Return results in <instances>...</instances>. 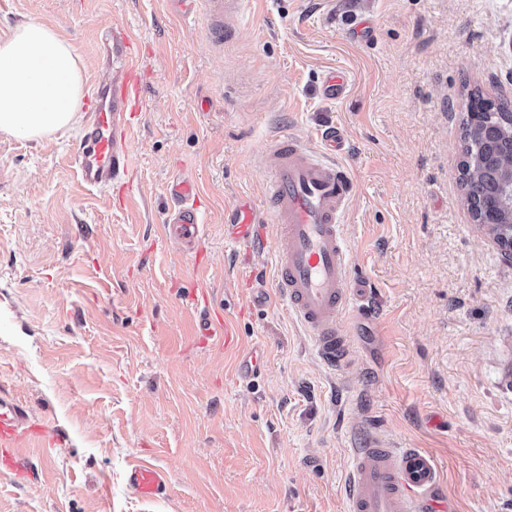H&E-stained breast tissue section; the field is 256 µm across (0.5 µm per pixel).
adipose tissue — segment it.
Listing matches in <instances>:
<instances>
[{
	"label": "adipose tissue",
	"mask_w": 512,
	"mask_h": 512,
	"mask_svg": "<svg viewBox=\"0 0 512 512\" xmlns=\"http://www.w3.org/2000/svg\"><path fill=\"white\" fill-rule=\"evenodd\" d=\"M83 97L80 57L54 28L31 20L0 40V133L67 132L80 120Z\"/></svg>",
	"instance_id": "1"
}]
</instances>
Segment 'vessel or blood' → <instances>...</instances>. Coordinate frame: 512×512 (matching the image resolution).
Returning <instances> with one entry per match:
<instances>
[{
	"label": "vessel or blood",
	"mask_w": 512,
	"mask_h": 512,
	"mask_svg": "<svg viewBox=\"0 0 512 512\" xmlns=\"http://www.w3.org/2000/svg\"><path fill=\"white\" fill-rule=\"evenodd\" d=\"M198 7L216 38L224 36V19L241 13L245 0H187ZM136 36L126 28L106 27L96 34L98 60L109 65L97 81L95 101L83 128L77 151L78 172L91 191H108L126 179L131 169L127 149L131 120L139 108L140 70L134 51ZM324 97L337 99L348 90L344 72L331 69L321 79ZM347 138L338 127L321 137L319 152H311L289 137L273 141L275 161L268 173L265 214L234 205L224 224L227 243L249 249L264 245L268 230L282 243L274 256V288L279 301L308 331L320 360L344 368L351 356L352 318L363 314L354 303L352 256L343 221L354 193L348 170L336 160ZM172 201L164 221L171 238L197 251L202 238L203 212L197 184L179 178L168 185ZM198 315L196 336L202 342L230 339L221 314L189 294ZM58 435L47 423L30 418L18 401L0 392V470L14 482L28 483L33 473L24 463L30 443L51 445ZM128 491L145 502H157L170 491L169 474L158 467L131 464L125 473ZM439 471L420 448H396L370 434L352 449L346 487V512H448L447 499L438 497Z\"/></svg>",
	"instance_id": "obj_1"
}]
</instances>
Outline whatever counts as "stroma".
<instances>
[{"instance_id": "35a3bbf8", "label": "stroma", "mask_w": 512, "mask_h": 512, "mask_svg": "<svg viewBox=\"0 0 512 512\" xmlns=\"http://www.w3.org/2000/svg\"><path fill=\"white\" fill-rule=\"evenodd\" d=\"M28 20L75 47L89 100L94 34L131 28L140 111L108 195L80 180L79 131L0 134V389L60 437L28 448L33 482L0 473V512H344L348 451L372 432L426 450L453 512H512V264L459 180L471 93L512 103V0H250L220 43L175 0H0V38ZM327 69L345 97H323ZM336 125L372 311L335 370L274 297L276 236L232 249L224 209L261 201L275 137L315 150ZM179 175L205 202L201 273L163 228ZM198 286L234 348L193 338ZM140 459L170 473L166 499L126 490ZM321 90L327 99H337L344 96L348 90L346 74L336 69L326 71L321 79Z\"/></svg>"}]
</instances>
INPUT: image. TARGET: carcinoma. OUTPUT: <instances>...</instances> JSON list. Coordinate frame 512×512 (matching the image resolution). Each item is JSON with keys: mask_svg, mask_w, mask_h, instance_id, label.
Here are the masks:
<instances>
[{"mask_svg": "<svg viewBox=\"0 0 512 512\" xmlns=\"http://www.w3.org/2000/svg\"><path fill=\"white\" fill-rule=\"evenodd\" d=\"M462 142L460 171L466 172L473 160L480 161L470 178L460 176L469 209L479 216L484 202L494 198L498 189V175L487 165V160L493 154L512 149V107L507 103L495 105L479 95L473 96L463 123Z\"/></svg>", "mask_w": 512, "mask_h": 512, "instance_id": "obj_1", "label": "carcinoma"}]
</instances>
